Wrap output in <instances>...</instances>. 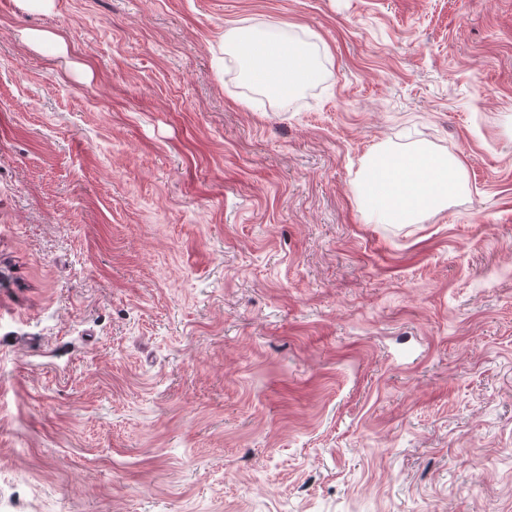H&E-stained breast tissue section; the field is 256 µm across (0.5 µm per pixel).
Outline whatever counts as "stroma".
Returning a JSON list of instances; mask_svg holds the SVG:
<instances>
[{"label": "stroma", "instance_id": "obj_1", "mask_svg": "<svg viewBox=\"0 0 512 512\" xmlns=\"http://www.w3.org/2000/svg\"><path fill=\"white\" fill-rule=\"evenodd\" d=\"M0 512H512V0H0ZM223 46L238 56L243 76L273 98L286 99L319 76L318 61L304 46L275 33L233 27ZM459 161L425 149L380 151L364 170L358 192L369 215L384 223H413L443 207L462 187Z\"/></svg>", "mask_w": 512, "mask_h": 512}]
</instances>
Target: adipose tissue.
I'll return each instance as SVG.
<instances>
[{
	"label": "adipose tissue",
	"instance_id": "1",
	"mask_svg": "<svg viewBox=\"0 0 512 512\" xmlns=\"http://www.w3.org/2000/svg\"><path fill=\"white\" fill-rule=\"evenodd\" d=\"M223 45L238 56L243 76L273 98H288L319 76V64L304 46L274 33L233 27ZM459 169L457 159L425 149L381 151L369 159L358 192L369 215L411 223L460 191Z\"/></svg>",
	"mask_w": 512,
	"mask_h": 512
}]
</instances>
